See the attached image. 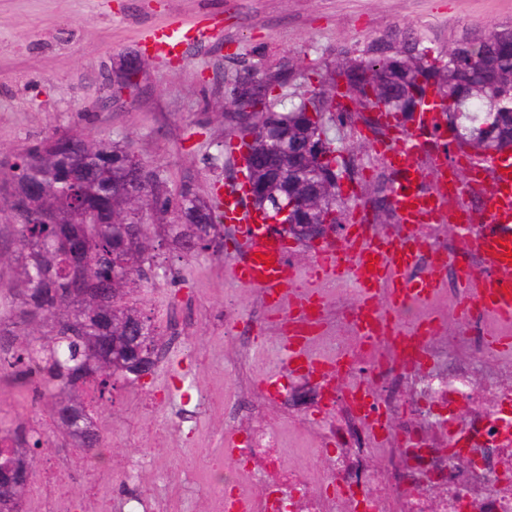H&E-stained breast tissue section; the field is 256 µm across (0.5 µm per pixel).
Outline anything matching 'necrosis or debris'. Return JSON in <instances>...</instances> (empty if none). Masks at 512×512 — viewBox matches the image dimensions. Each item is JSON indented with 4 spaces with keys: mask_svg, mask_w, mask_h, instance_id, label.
<instances>
[{
    "mask_svg": "<svg viewBox=\"0 0 512 512\" xmlns=\"http://www.w3.org/2000/svg\"><path fill=\"white\" fill-rule=\"evenodd\" d=\"M433 338L413 357L386 342L368 350L356 341L339 354L341 382L306 375L318 419L303 464L286 463L278 434L261 421L287 408L284 385L262 387L239 372L240 407L224 419L234 445L209 449L203 459L209 512H512V366L498 367V353L477 336L462 340L454 361L442 360L444 327ZM472 352L491 363L487 374L475 373ZM386 380L404 384L406 394L385 393ZM362 391L394 422L376 470L367 467L358 438L371 429L355 403ZM89 464L94 491L73 494L75 471L62 459L35 475L31 487L51 499L50 512H122L123 503L107 492L117 474L99 458ZM256 472L262 484L247 490Z\"/></svg>",
    "mask_w": 512,
    "mask_h": 512,
    "instance_id": "obj_1",
    "label": "necrosis or debris"
}]
</instances>
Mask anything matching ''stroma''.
Listing matches in <instances>:
<instances>
[{
    "instance_id": "35a3bbf8",
    "label": "stroma",
    "mask_w": 512,
    "mask_h": 512,
    "mask_svg": "<svg viewBox=\"0 0 512 512\" xmlns=\"http://www.w3.org/2000/svg\"><path fill=\"white\" fill-rule=\"evenodd\" d=\"M172 22L208 27L213 34L189 38L175 55L155 56L146 37ZM509 23L512 0H0V182H9L15 158L46 136L85 133L129 144L171 192L187 184L210 199L237 171L218 146L229 130L224 90L241 64L262 76L288 66L307 75L333 63L338 47L396 28L414 30L437 52L449 40ZM128 54L139 58V89L113 93L108 75ZM211 156L214 166H205ZM288 244L287 262L301 286L357 301L358 290L347 279L314 281V251L307 242L292 237ZM233 261L229 249L220 257H176L180 278L157 279L136 293L162 331L156 371L147 385L113 390L107 409L89 408L110 449L109 465L119 471L141 455L128 446L123 430L133 423L153 428L142 481L168 492L179 512H206L195 458L224 440V406L235 395L237 337L252 339L247 369L253 377L276 378L287 366L281 313H252L256 292L234 280ZM463 268L449 264L439 301L421 309L423 318L440 319L452 336L470 333L456 314ZM228 305L237 315L230 331L222 319ZM145 388L164 393L167 403L136 408ZM203 392L211 400L202 406ZM20 419L35 422L52 439L50 447L32 451L36 472L59 455L76 456L52 401L2 379L0 426ZM265 422L287 453L312 447V424L302 411L290 418L272 413Z\"/></svg>"
}]
</instances>
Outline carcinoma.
<instances>
[{
	"mask_svg": "<svg viewBox=\"0 0 512 512\" xmlns=\"http://www.w3.org/2000/svg\"><path fill=\"white\" fill-rule=\"evenodd\" d=\"M299 80L293 68L260 76L243 66L226 89L225 104L253 108L239 125L224 114L230 131L219 153L259 149L267 163L249 173L253 207L294 203L288 233L303 224L347 221L354 198L340 181H357L384 201L394 182L381 174L371 185L348 158L352 144L331 135L352 116L380 132L372 114L387 113L407 134L415 112L434 106L451 132L449 143L483 158L512 147V25L462 37L437 54L410 30H391L363 46H343L333 66ZM112 157V166L106 158ZM6 203L16 219L14 249L0 248L16 279L0 284L12 299L9 318L24 339L0 341V374L56 400L65 435L91 457L104 447L78 395L87 387L104 405L120 381L135 383L155 373L160 333L132 295L179 271L158 263L168 243L184 257L224 250L219 201L188 189L173 195L160 174L147 167L127 144L104 137L52 134L12 165ZM42 188L39 194L30 185ZM78 239L85 260L71 257L65 243ZM83 281L82 291L73 286ZM50 439L27 420L0 428V512H18L35 472L31 448Z\"/></svg>",
	"mask_w": 512,
	"mask_h": 512,
	"instance_id": "carcinoma-1",
	"label": "carcinoma"
}]
</instances>
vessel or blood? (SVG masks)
<instances>
[{
  "instance_id": "b4317fda",
  "label": "vessel or blood",
  "mask_w": 512,
  "mask_h": 512,
  "mask_svg": "<svg viewBox=\"0 0 512 512\" xmlns=\"http://www.w3.org/2000/svg\"><path fill=\"white\" fill-rule=\"evenodd\" d=\"M189 31L180 24L154 29L150 42L162 56L174 54ZM418 134L397 133L378 151L399 173L393 190V203L406 233L395 239L385 233H367L354 224L344 241L326 242L316 251L315 279L346 277L359 289V306L366 317L355 333L365 339L379 340L394 335L407 340L421 339L424 330L412 324L390 327L391 310L428 300L440 285V275L449 260H460L472 249H479L483 266L467 272L463 278L467 301L460 312L476 307L500 318L512 319V161H486L467 154L447 159L437 152L429 162L419 159ZM492 175L495 190L490 198L484 224H476L467 213L466 193L473 177ZM220 212L225 223L237 225L238 254L232 265L235 280L247 288L260 289L276 311L285 313L288 334L285 350L290 364L298 368L334 374V365L310 358L308 345L315 334L307 323L306 303L316 295L307 288L294 291L296 275L285 260L284 238L267 227L252 223L250 210L243 207L236 190L220 194ZM455 224L459 246L452 257L433 260L420 276L412 271L418 258L427 252L424 234L433 224Z\"/></svg>"
}]
</instances>
